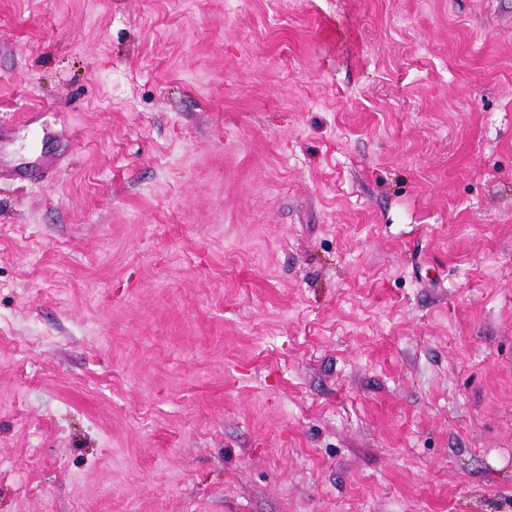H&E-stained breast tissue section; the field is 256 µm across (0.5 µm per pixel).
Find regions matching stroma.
Returning <instances> with one entry per match:
<instances>
[{"label": "stroma", "mask_w": 512, "mask_h": 512, "mask_svg": "<svg viewBox=\"0 0 512 512\" xmlns=\"http://www.w3.org/2000/svg\"><path fill=\"white\" fill-rule=\"evenodd\" d=\"M0 512H512V0H0Z\"/></svg>", "instance_id": "obj_1"}]
</instances>
